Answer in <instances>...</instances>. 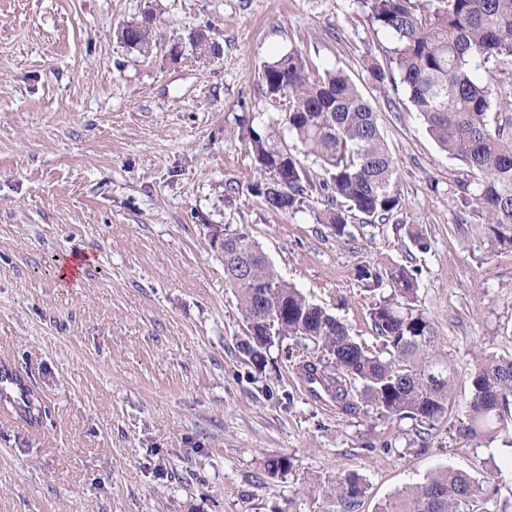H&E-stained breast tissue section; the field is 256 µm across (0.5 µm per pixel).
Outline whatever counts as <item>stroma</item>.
<instances>
[{
  "label": "stroma",
  "mask_w": 512,
  "mask_h": 512,
  "mask_svg": "<svg viewBox=\"0 0 512 512\" xmlns=\"http://www.w3.org/2000/svg\"><path fill=\"white\" fill-rule=\"evenodd\" d=\"M149 10L155 44L129 50L116 30ZM195 28L219 57L188 44ZM394 46L353 0H0V364L47 409L33 425L0 405V512H336L323 489L352 473L368 485L354 512H378L448 464L484 479V461L512 501V447H468L445 419L421 438L409 420L338 414L293 373L315 345L284 340L262 367L239 353L246 326L209 245L214 224L247 233L368 345L356 266L413 264L457 405L483 351L512 354V246L458 224L463 166L404 90L368 81L364 58ZM295 49L378 113L395 222L339 238L320 200L282 214L253 193L238 120L271 111L261 69ZM78 251L91 266L63 285ZM279 458L288 471L270 474Z\"/></svg>",
  "instance_id": "stroma-1"
}]
</instances>
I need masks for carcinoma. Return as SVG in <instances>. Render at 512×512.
I'll use <instances>...</instances> for the list:
<instances>
[{
  "label": "carcinoma",
  "mask_w": 512,
  "mask_h": 512,
  "mask_svg": "<svg viewBox=\"0 0 512 512\" xmlns=\"http://www.w3.org/2000/svg\"><path fill=\"white\" fill-rule=\"evenodd\" d=\"M377 30L397 46L392 64L367 62L378 88L398 85L408 94L428 133L448 156L467 169L457 184L461 223L486 226L494 240L512 245V0H354ZM154 16L143 14L137 29L126 24L118 37L144 51ZM266 97L280 117L264 125L242 123L244 139L265 179L252 186L267 207L298 212L317 193L324 198L319 221L338 236L351 218L384 224L403 209L398 172L379 127L378 113L343 71L319 70L298 50L263 64ZM291 135L298 153L282 142ZM318 166L313 171L301 157ZM225 286L236 294L247 326L238 349L255 364L286 339L310 341L324 356L295 364L298 378L316 401L351 416L365 405L382 417L431 426L450 412L453 372L437 351L434 321L418 307V269L391 263L357 268L372 301V350L324 307L314 304L270 264L248 235L224 229ZM20 400L4 397L31 422L41 418L24 380L11 372ZM456 436L471 445L497 439L512 444V357L484 355L471 377V393ZM366 494L355 474L336 479L326 491L343 512ZM492 495L471 474L447 465L422 483L387 498L379 512H507L490 510Z\"/></svg>",
  "instance_id": "cac0c4a2"
}]
</instances>
